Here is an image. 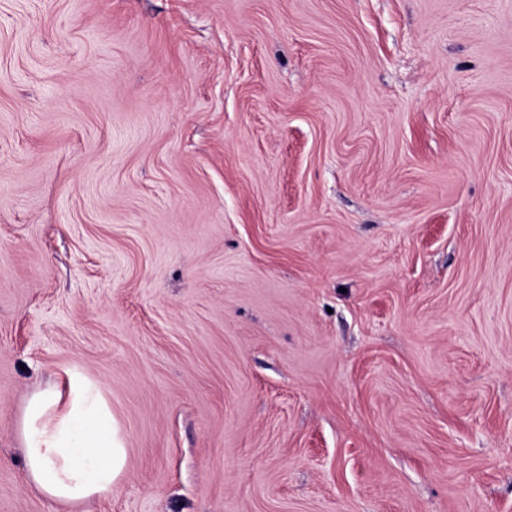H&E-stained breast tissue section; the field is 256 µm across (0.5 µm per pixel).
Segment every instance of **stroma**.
I'll list each match as a JSON object with an SVG mask.
<instances>
[{
    "label": "stroma",
    "instance_id": "stroma-1",
    "mask_svg": "<svg viewBox=\"0 0 512 512\" xmlns=\"http://www.w3.org/2000/svg\"><path fill=\"white\" fill-rule=\"evenodd\" d=\"M0 512H512V0H0ZM66 397L48 387L28 398L19 424L27 482L76 506L109 495L125 477L128 450L98 384L67 370Z\"/></svg>",
    "mask_w": 512,
    "mask_h": 512
}]
</instances>
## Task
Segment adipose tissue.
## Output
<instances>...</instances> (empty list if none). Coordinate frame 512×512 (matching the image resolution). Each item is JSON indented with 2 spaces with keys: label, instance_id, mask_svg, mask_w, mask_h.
I'll use <instances>...</instances> for the list:
<instances>
[{
  "label": "adipose tissue",
  "instance_id": "1",
  "mask_svg": "<svg viewBox=\"0 0 512 512\" xmlns=\"http://www.w3.org/2000/svg\"><path fill=\"white\" fill-rule=\"evenodd\" d=\"M19 432L27 482L55 502L111 494L127 473L120 428L101 388L81 372L69 371L67 393H32Z\"/></svg>",
  "mask_w": 512,
  "mask_h": 512
}]
</instances>
